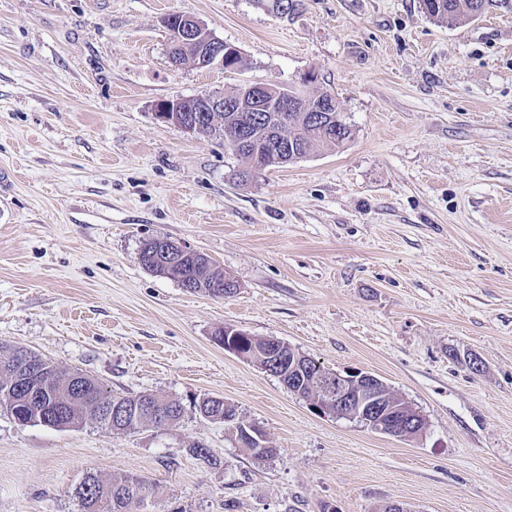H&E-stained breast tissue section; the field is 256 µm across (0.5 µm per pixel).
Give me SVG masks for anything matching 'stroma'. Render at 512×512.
<instances>
[{
  "label": "stroma",
  "mask_w": 512,
  "mask_h": 512,
  "mask_svg": "<svg viewBox=\"0 0 512 512\" xmlns=\"http://www.w3.org/2000/svg\"><path fill=\"white\" fill-rule=\"evenodd\" d=\"M173 13L245 66L172 67ZM311 71L352 140L245 182L221 138L155 116L162 99ZM2 167L15 178L0 199V342L184 414L115 433L0 410V512H80L91 472L151 480L144 512H512V12L448 25L419 0H300L286 16L266 0H0ZM156 236L208 256L237 292L144 269ZM226 325L378 376L424 434L318 413L215 344ZM207 396L276 456L200 417ZM238 425H240L242 427H246L248 430H250V432L252 433V436H251L252 439L257 443H260L261 440H263L265 438L264 431L261 429L260 426L254 424V423H248V422L242 421V422H239ZM235 437L238 438V435L236 433H235ZM239 439L245 443V445L247 446V449L251 452L253 457L256 459H259V460L268 459V458L273 457L276 454V448H266V446H264V447L257 446L254 441H251V440L249 441V439H246L243 435H239L238 440ZM263 442H261V443L263 444Z\"/></svg>",
  "instance_id": "stroma-1"
}]
</instances>
